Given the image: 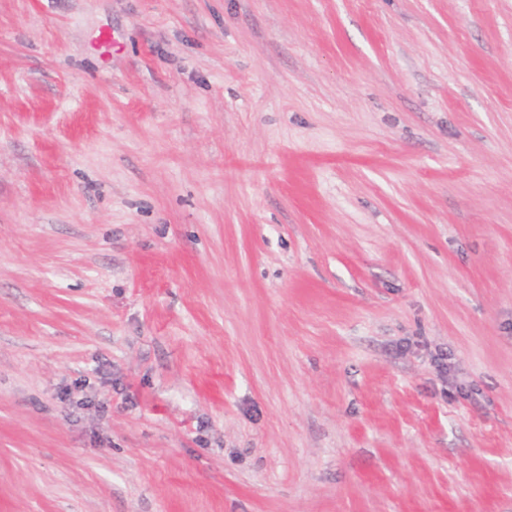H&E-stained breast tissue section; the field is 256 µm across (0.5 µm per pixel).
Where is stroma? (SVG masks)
<instances>
[{
	"label": "stroma",
	"instance_id": "1",
	"mask_svg": "<svg viewBox=\"0 0 512 512\" xmlns=\"http://www.w3.org/2000/svg\"><path fill=\"white\" fill-rule=\"evenodd\" d=\"M0 512H512V0H0Z\"/></svg>",
	"mask_w": 512,
	"mask_h": 512
}]
</instances>
